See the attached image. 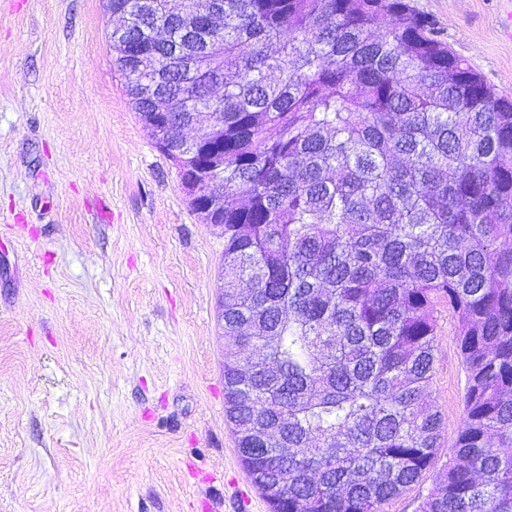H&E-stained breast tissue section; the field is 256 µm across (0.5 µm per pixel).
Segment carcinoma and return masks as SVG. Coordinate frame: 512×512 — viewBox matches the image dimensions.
Instances as JSON below:
<instances>
[{"mask_svg":"<svg viewBox=\"0 0 512 512\" xmlns=\"http://www.w3.org/2000/svg\"><path fill=\"white\" fill-rule=\"evenodd\" d=\"M140 120L217 112L224 415L277 512H383L433 464L437 307L463 416L420 512H512V100L410 0H112Z\"/></svg>","mask_w":512,"mask_h":512,"instance_id":"1","label":"carcinoma"}]
</instances>
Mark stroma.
Listing matches in <instances>:
<instances>
[{
  "mask_svg": "<svg viewBox=\"0 0 512 512\" xmlns=\"http://www.w3.org/2000/svg\"><path fill=\"white\" fill-rule=\"evenodd\" d=\"M512 97V0H411ZM102 0H0V512H269L224 415V237L132 109ZM448 461L464 374L438 315Z\"/></svg>",
  "mask_w": 512,
  "mask_h": 512,
  "instance_id": "1",
  "label": "stroma"
}]
</instances>
